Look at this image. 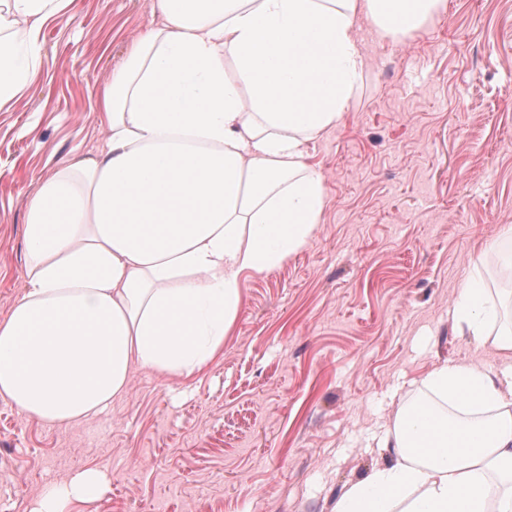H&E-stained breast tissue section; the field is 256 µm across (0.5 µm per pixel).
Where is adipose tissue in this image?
Wrapping results in <instances>:
<instances>
[{
	"instance_id": "ef3b65f1",
	"label": "adipose tissue",
	"mask_w": 512,
	"mask_h": 512,
	"mask_svg": "<svg viewBox=\"0 0 512 512\" xmlns=\"http://www.w3.org/2000/svg\"><path fill=\"white\" fill-rule=\"evenodd\" d=\"M69 0H0V110L43 65V24ZM445 0H154L98 102L97 154L39 179L25 287L0 321V400L46 424L97 415L141 368L188 377L224 347L243 274L309 241L326 205L306 145L334 126L367 62L358 22L409 36ZM474 337L499 311L469 279L454 310ZM400 407L391 466L334 512H512V363H445ZM110 489L97 469L44 487L32 512Z\"/></svg>"
}]
</instances>
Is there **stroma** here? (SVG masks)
Segmentation results:
<instances>
[{
    "mask_svg": "<svg viewBox=\"0 0 512 512\" xmlns=\"http://www.w3.org/2000/svg\"><path fill=\"white\" fill-rule=\"evenodd\" d=\"M42 28L44 68L0 110V320L22 293L24 220L39 177L94 153L96 101L153 0H72ZM364 78L308 145L326 206L297 254L243 275L224 352L188 378L134 371L101 414L47 425L0 401V512L104 469L75 512H333L392 461L398 409L446 362L497 369L493 337L461 335L469 274L498 300L512 270L486 244L512 225V0H447L407 44L360 20Z\"/></svg>",
    "mask_w": 512,
    "mask_h": 512,
    "instance_id": "obj_1",
    "label": "stroma"
}]
</instances>
